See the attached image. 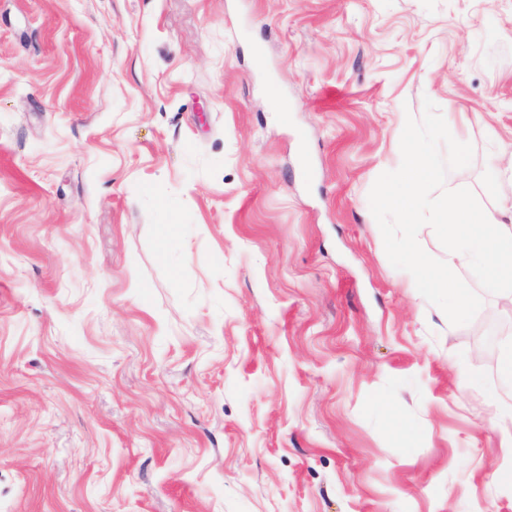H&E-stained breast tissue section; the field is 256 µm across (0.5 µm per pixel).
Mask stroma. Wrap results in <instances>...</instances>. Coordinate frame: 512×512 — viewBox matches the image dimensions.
<instances>
[{
  "mask_svg": "<svg viewBox=\"0 0 512 512\" xmlns=\"http://www.w3.org/2000/svg\"><path fill=\"white\" fill-rule=\"evenodd\" d=\"M511 157L512 0H0V512H512V310L399 257ZM408 147L414 158L413 164L400 179L387 182L383 189V200L400 210H406L414 198L425 191V174L431 167L429 157L418 145L414 130H410ZM498 373L501 380L508 383V392L494 389L489 392L491 405L496 409L495 413L487 419V423L496 428L502 437L512 445V345L502 348L498 359ZM507 400H511L508 403Z\"/></svg>",
  "mask_w": 512,
  "mask_h": 512,
  "instance_id": "obj_1",
  "label": "stroma"
}]
</instances>
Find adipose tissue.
Wrapping results in <instances>:
<instances>
[{
	"mask_svg": "<svg viewBox=\"0 0 512 512\" xmlns=\"http://www.w3.org/2000/svg\"><path fill=\"white\" fill-rule=\"evenodd\" d=\"M408 147L413 164L400 179L387 182L383 189L384 201L402 210L425 191V174L431 167L416 135H409ZM510 213V204L481 207L457 186H449L444 219L435 226L436 233L448 243L447 265L433 267L416 251L405 250L404 259L416 270L415 287L445 288L450 313L465 317L470 304L469 290L456 274L468 267L481 274L484 285L497 292L504 306H512V225L504 221Z\"/></svg>",
	"mask_w": 512,
	"mask_h": 512,
	"instance_id": "1",
	"label": "adipose tissue"
}]
</instances>
